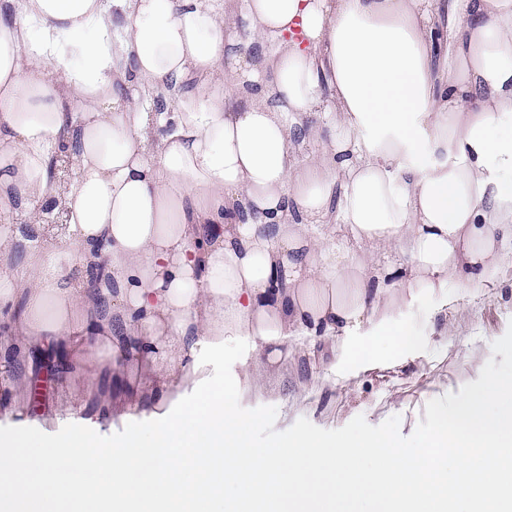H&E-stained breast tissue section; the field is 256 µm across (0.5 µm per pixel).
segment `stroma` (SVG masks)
Instances as JSON below:
<instances>
[{"mask_svg": "<svg viewBox=\"0 0 512 512\" xmlns=\"http://www.w3.org/2000/svg\"><path fill=\"white\" fill-rule=\"evenodd\" d=\"M416 305L447 323L449 333L396 346L373 363L360 356L337 360L329 348H319L269 374L263 390L242 397L239 411L252 421L253 446L387 436L412 448L430 435L436 401L476 392L483 375L512 372V245L503 252L497 280L465 291L452 287L447 296ZM481 342L490 350L479 375L464 355ZM58 396L51 383L37 403L0 393V413L14 408L21 420L41 425Z\"/></svg>", "mask_w": 512, "mask_h": 512, "instance_id": "stroma-1", "label": "stroma"}]
</instances>
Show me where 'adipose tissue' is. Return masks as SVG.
Instances as JSON below:
<instances>
[{"label":"adipose tissue","mask_w":512,"mask_h":512,"mask_svg":"<svg viewBox=\"0 0 512 512\" xmlns=\"http://www.w3.org/2000/svg\"><path fill=\"white\" fill-rule=\"evenodd\" d=\"M0 0V390L31 354L100 380L143 365L127 434L0 438V512H243L289 491L360 512H496L512 477V374L434 411L433 449L341 439L252 447L253 364L403 336L448 284L496 279L512 241V0ZM447 67L435 71L438 50ZM70 174H60L63 161ZM59 215L56 224L46 214ZM344 225L355 243L336 241ZM399 252L369 265L357 255ZM370 325L366 340L351 333ZM252 362L199 388L208 364ZM291 494H302L309 498V500H316L322 503L328 504L333 508L334 512H349L353 509H359V502H349L348 500H342L335 496L333 491L324 489H309L303 492L292 491Z\"/></svg>","instance_id":"1"}]
</instances>
